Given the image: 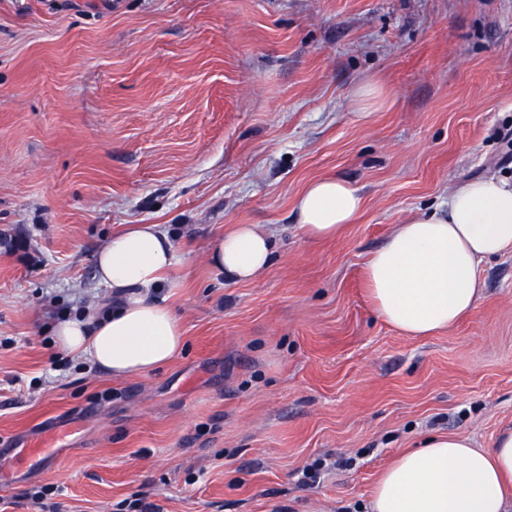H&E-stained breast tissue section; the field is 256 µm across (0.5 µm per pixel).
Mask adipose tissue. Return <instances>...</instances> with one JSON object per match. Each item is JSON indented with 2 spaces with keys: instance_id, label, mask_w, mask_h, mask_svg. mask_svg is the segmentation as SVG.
I'll list each match as a JSON object with an SVG mask.
<instances>
[{
  "instance_id": "1",
  "label": "adipose tissue",
  "mask_w": 512,
  "mask_h": 512,
  "mask_svg": "<svg viewBox=\"0 0 512 512\" xmlns=\"http://www.w3.org/2000/svg\"><path fill=\"white\" fill-rule=\"evenodd\" d=\"M358 189L322 177L296 201L298 223L313 239H328L362 208ZM512 250V180L489 175L454 187L445 207L395 225L365 268L376 315L400 334L432 336L470 314L481 295L479 263ZM270 235L236 224L216 237L209 265L226 280L255 278L272 260ZM177 255L154 224H131L101 248L96 277L116 299L112 309L59 323L58 346L115 378L167 365L183 350L182 325L155 293ZM369 512H512V428L491 447L466 436L428 435L381 473Z\"/></svg>"
}]
</instances>
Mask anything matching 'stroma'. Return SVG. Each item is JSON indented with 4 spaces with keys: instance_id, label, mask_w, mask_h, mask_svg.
<instances>
[{
    "instance_id": "obj_1",
    "label": "stroma",
    "mask_w": 512,
    "mask_h": 512,
    "mask_svg": "<svg viewBox=\"0 0 512 512\" xmlns=\"http://www.w3.org/2000/svg\"><path fill=\"white\" fill-rule=\"evenodd\" d=\"M365 80L385 98L367 121ZM507 132L512 0H0V512H367L426 434L491 447L512 427V254L418 339L363 271L457 184L511 177ZM323 176L365 205L313 240L295 198ZM129 224L174 245L161 297L186 343L118 379L53 330L111 304L96 257ZM234 224L274 243L249 283L206 262ZM352 103L359 116L367 120L383 106L382 91L377 83L365 81L358 87L352 98Z\"/></svg>"
}]
</instances>
